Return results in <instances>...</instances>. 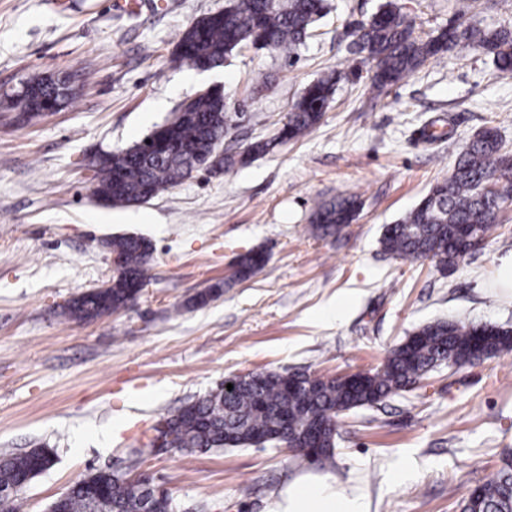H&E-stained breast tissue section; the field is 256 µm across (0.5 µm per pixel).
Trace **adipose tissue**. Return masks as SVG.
Segmentation results:
<instances>
[{"label":"adipose tissue","mask_w":512,"mask_h":512,"mask_svg":"<svg viewBox=\"0 0 512 512\" xmlns=\"http://www.w3.org/2000/svg\"><path fill=\"white\" fill-rule=\"evenodd\" d=\"M267 512H371V501L341 490L335 475L308 469L289 481Z\"/></svg>","instance_id":"adipose-tissue-1"}]
</instances>
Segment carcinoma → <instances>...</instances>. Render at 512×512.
I'll return each mask as SVG.
<instances>
[{
  "label": "carcinoma",
  "instance_id": "1",
  "mask_svg": "<svg viewBox=\"0 0 512 512\" xmlns=\"http://www.w3.org/2000/svg\"><path fill=\"white\" fill-rule=\"evenodd\" d=\"M328 10L327 0H227L224 10L203 15L182 31L172 61L196 68L205 58L217 67L233 51L245 47L271 49L291 58L309 38L312 25ZM355 36L373 62L370 89L379 93L445 52L466 54L482 49L493 56L499 77L512 78V31L504 28L446 27L424 38L415 34L402 7L388 0L357 24ZM338 81L330 72L308 85L276 137L249 144L245 153L265 154L276 144L298 139L315 128L333 100ZM27 82L62 105L72 97L58 75H34ZM232 127L233 116L225 102L199 93L188 99L184 116L161 130L192 151L158 157L144 152L139 141L111 152L105 163L95 166V194L112 206L146 203L201 169L206 163L203 150L221 145ZM509 167L512 155L504 151L497 131L482 129L465 145L448 179L434 185L418 205L384 227L381 250L395 259H431L442 269L453 268L458 262L453 249L458 235L471 230L487 240L512 205V179L497 176ZM359 209L353 196L321 204L312 218V232L333 237L357 219ZM107 247L118 260L111 287L103 296L92 289L72 299L67 315L75 321H91L128 308L148 279L153 246L147 238L115 237ZM265 262L261 250L241 254L231 279L246 280ZM510 352L511 329L492 326L483 333L477 325L432 322L415 331L410 342L403 341L390 350L381 367L368 373L359 389L352 390L334 378L304 373H252L234 378L230 391L220 385L185 403L168 418L169 431L175 447L189 452L257 446L263 439L277 442L285 434L300 443L312 425L330 421L340 411L373 407L441 366H461L483 356ZM53 460L48 448L0 455V512H19L14 487L22 480L31 482ZM100 481L98 470L85 474L59 505H50L49 512L57 508L61 512H140L145 499L143 484L114 473L99 495L90 494L88 487ZM480 490V497L465 500L462 512H512L509 456L501 459L494 478Z\"/></svg>",
  "mask_w": 512,
  "mask_h": 512
}]
</instances>
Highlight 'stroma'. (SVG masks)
Returning <instances> with one entry per match:
<instances>
[{"instance_id": "1", "label": "stroma", "mask_w": 512, "mask_h": 512, "mask_svg": "<svg viewBox=\"0 0 512 512\" xmlns=\"http://www.w3.org/2000/svg\"><path fill=\"white\" fill-rule=\"evenodd\" d=\"M0 0V454L48 448L53 466L19 494L20 512L50 504L93 469L149 473L175 512H265L308 461L274 445L170 449L146 432L225 377L249 372L332 376L369 371L436 320L512 329V223L443 270L384 254V225L447 179L463 146L492 126L512 151V78L491 56L429 59L382 95L353 49L352 25L384 0H330L297 58L247 48L207 72L171 55L187 25L225 0ZM426 35L448 25L512 29V0H399ZM77 72L81 87L58 112L27 122L7 102L38 74ZM344 73L320 124L304 137L222 172L201 169L147 203H98L92 159L127 148L211 85L224 89L236 126L224 150L275 137L303 89ZM340 196L362 203L338 236L319 238L311 216ZM153 245L135 305L91 322L65 305L112 276L107 239ZM268 261L230 281L236 257ZM218 296L195 305L207 289ZM323 470L362 489L372 512H460L470 490L512 453V352L433 372L375 407L340 415ZM411 467V477L394 472Z\"/></svg>"}]
</instances>
